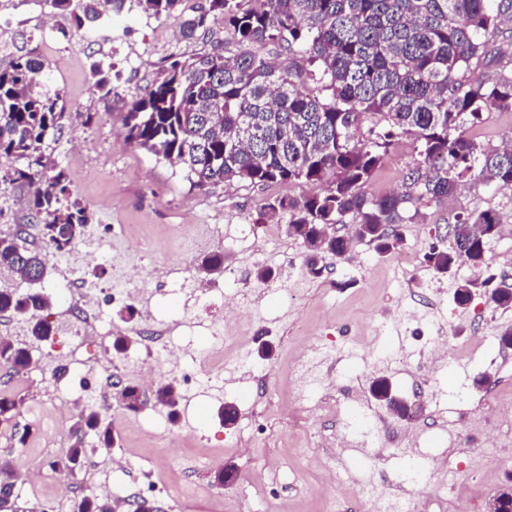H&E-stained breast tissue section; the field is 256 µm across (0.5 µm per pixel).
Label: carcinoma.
Here are the masks:
<instances>
[{"mask_svg":"<svg viewBox=\"0 0 512 512\" xmlns=\"http://www.w3.org/2000/svg\"><path fill=\"white\" fill-rule=\"evenodd\" d=\"M184 0H135L148 16L175 17L182 36L195 39L221 23L240 45L233 58L221 44L189 58L167 57L145 93L124 118L125 139L185 173L191 186L225 184H326L320 194L276 197L266 205L271 218L288 215V235L307 252L308 273L319 277L320 260L339 257L350 239L332 233L354 226L353 238L389 252L402 241V225L420 208L456 193L468 183L512 189V145L485 144L470 129L489 111L512 112V0H204L187 13ZM51 10L75 19L74 34L100 17L101 0H46ZM271 43L298 59L280 69L252 51ZM485 60L478 73L473 60ZM46 63L27 54L0 69V157L24 161L12 181L32 188L31 218L42 225L47 251L22 244L21 234L0 236V269L29 280L42 279L49 254L68 252L81 240L91 217L71 195L65 169L49 148V134L70 115L61 96L44 82ZM328 91L320 97L309 82ZM94 92L112 93V76L92 71ZM418 155L402 190L374 195L368 185L401 140ZM502 210L474 208L448 225V248L425 256L440 274L468 265L490 267L487 247L499 236ZM476 282L458 283L455 303L470 301ZM491 303L512 308V288L492 287ZM48 306L40 293L0 290V314L27 318L28 339L40 343L52 333L36 313ZM26 344L0 338V368L19 374L30 364ZM375 400L400 416L410 407L387 379L371 384ZM173 382L156 387L155 403L177 416ZM123 408L143 404L134 385L123 387ZM22 399L0 393V426L16 435ZM109 447L114 438L106 417L94 408L78 415L75 441L53 465L70 476L87 455L84 436ZM14 469L0 458V512H17ZM76 512H114L112 502L84 496Z\"/></svg>","mask_w":512,"mask_h":512,"instance_id":"cac0c4a2","label":"carcinoma"}]
</instances>
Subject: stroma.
<instances>
[{
    "instance_id": "35a3bbf8",
    "label": "stroma",
    "mask_w": 512,
    "mask_h": 512,
    "mask_svg": "<svg viewBox=\"0 0 512 512\" xmlns=\"http://www.w3.org/2000/svg\"><path fill=\"white\" fill-rule=\"evenodd\" d=\"M9 11H0V21L7 13L22 17V26L11 32V44L0 50V67L13 56L27 51L32 41L53 40L66 64H51L50 82L58 89L66 111L72 117L49 139L53 159L65 169L74 198L86 205L91 222L85 240L98 236L101 227L119 230L121 225L135 224L140 230L137 241L113 240L100 245L94 260L86 266L89 280L108 286L112 265L126 256L137 265L143 280L144 294L131 306L114 305L104 315L105 325L129 337L124 352L100 348L87 342L78 353L98 369L111 371L121 361L144 356L139 330L143 316L173 324L180 337L179 352L164 369L161 381L178 379L195 368V358L208 347L210 334L208 298H201L197 311L185 306L184 277L197 286L223 289L233 296L240 288L258 291L254 308L256 320L246 335L252 351L253 375L226 376L222 395L211 393L182 398L179 418L172 427L181 435L180 447L190 454L216 456L221 465L235 468L232 481L217 484L206 475L204 486L178 501L160 492L149 493L161 512H330L329 500L320 493L322 471L309 460L310 449L305 434L325 432L322 416H310L305 429L293 425L296 408L291 401L294 378L291 364L307 347L328 345L329 365L337 383L357 386L369 393L375 378H387L396 392L408 401L420 402L412 418H397L396 423L409 433L424 432V450L400 451L381 449L378 456L356 451L345 454L335 463L336 474L372 477L388 474L409 503L411 512H422L421 497L425 480L434 473L438 459L450 455L459 461L462 494L447 500L446 512H484L486 504L512 478V461L484 475H473L466 467L467 450L446 449V432L436 428L437 411L450 417L488 412L512 404V348H504L499 338L512 329V309L494 308L483 296H475L465 307L454 302L458 281L476 277L477 271L461 266L440 275L427 264L402 270L395 263V253H378L366 243H354L343 258L323 260L321 276L309 275L305 249L300 241L289 237L286 222L266 216L264 206L274 196H293L323 192L320 184H277L265 188L245 184L217 185L208 189L190 187L181 170L130 144L125 139L122 119L130 104L142 95L164 60L172 54L190 57L221 43L224 55L236 53L233 34L223 25H214L207 36L180 38L178 22L173 18H155L138 12L119 16L106 15L96 23L85 25L82 35H72L73 19L58 15V28L47 32L41 28L46 10L43 0H9ZM100 64L112 71V94L102 98L93 94L90 67ZM95 113L91 125H83L81 115ZM417 155L410 141H403L388 157L385 166L374 176L369 191L381 195L401 187ZM16 163L0 158V235L15 234L18 225H26L32 238H40L38 224L32 223L30 194L27 186L10 182ZM504 193H493L474 186L454 197L435 202L422 210L423 216L402 228L400 251L425 255L432 246H449L446 236L457 213L474 207L505 204ZM223 224L228 228L223 239L212 241L208 251L194 244L196 234L206 225ZM220 253L225 264L247 269L240 281L226 274L203 276L198 266L206 253ZM291 259L289 271H281L283 259ZM272 270V277L257 281L258 266ZM57 265L49 263L45 277L38 282L18 278L0 271V290L19 294L39 292L49 300L43 316L54 327H61L62 315L70 299L57 284ZM288 288H304L308 299L299 310H291L284 300ZM433 297L435 305L426 321H405L410 308L409 289ZM386 319L387 332L371 340L364 336L371 320ZM443 324L447 357L433 371H425L430 356L434 324ZM274 348L271 358L261 359L256 351L261 342ZM31 362L23 375L14 377L9 388L20 395L24 406L46 400L44 381L57 382L76 397H85L92 382L88 372L72 367L68 351L57 342L37 345L30 350ZM265 377L267 393L257 399V377ZM234 404L237 423L227 427L218 417L224 404ZM140 414L112 409L114 444L95 448V455L116 460L133 458L150 465L155 479L162 484H178L181 472L170 466L172 447L144 432ZM248 425L250 440L238 443L240 425ZM262 448L267 458L288 457L295 470L303 472L310 492L299 494L288 481H279L273 491L256 495L243 487L242 468L251 451Z\"/></svg>"
}]
</instances>
